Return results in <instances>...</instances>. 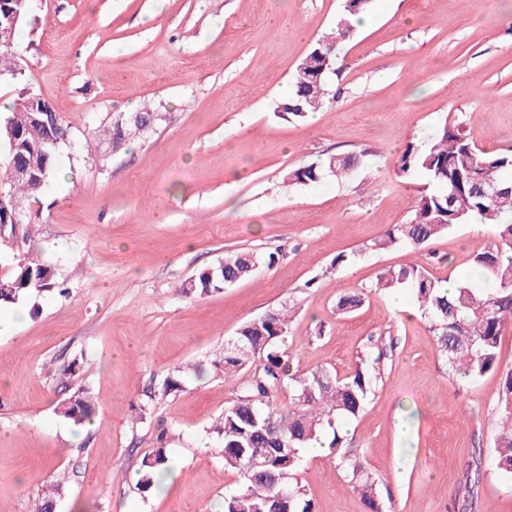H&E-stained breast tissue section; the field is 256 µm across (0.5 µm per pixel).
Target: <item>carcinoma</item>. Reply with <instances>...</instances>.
Masks as SVG:
<instances>
[{
  "label": "carcinoma",
  "instance_id": "obj_1",
  "mask_svg": "<svg viewBox=\"0 0 512 512\" xmlns=\"http://www.w3.org/2000/svg\"><path fill=\"white\" fill-rule=\"evenodd\" d=\"M373 0H353L342 6L336 19L335 38H345L355 23L372 9ZM24 71L16 46L0 47V81L25 88ZM327 71L315 80L309 67L298 66L288 98L278 104L274 115L288 122L306 121L331 96ZM11 131L18 161L23 162L40 148L29 114L13 106L1 132ZM146 126L114 118L94 129L86 147L97 140L112 143L117 151L126 142L139 139ZM48 159L36 175L21 179L16 167L0 164V189L7 195L8 211L0 210V226L27 223L26 205L36 201L47 185L46 173L56 165L60 147L46 148ZM368 152L336 154L320 164L288 170L284 181L309 185L328 177L347 179L361 167ZM401 178L422 175L433 185L411 207L403 224L393 225L374 243L376 249L421 248L448 232L474 220L493 226L494 240L479 246L472 256V271L459 276L448 289L418 264L387 268L377 277L375 288L404 291L412 295L434 334L450 373L467 382L491 372L506 324H512V153L480 152L461 125L443 123L424 143L409 144L398 159ZM495 193L496 201L484 202L481 191ZM262 258L251 251H236L217 265L201 270L187 286L186 294L221 293L249 278ZM57 290L51 264L43 257H25L13 270L0 277V305L17 304ZM363 302L362 293L339 297L337 308L353 312ZM287 314L276 310L243 324L235 336L241 349L224 346L211 361L215 372L226 381L237 382L234 399L224 408L217 433L222 437L215 452L224 465L236 471L241 483L224 496V512H311L304 487L295 478L302 453L322 438L331 436L329 454L336 458L351 489L366 502L370 512H382L375 479L362 460L342 451L345 436L341 425L363 409L375 382L369 367L359 368L340 379L319 368L310 372L294 369L288 355ZM288 391L289 404H277ZM58 412L77 424H89L96 415L89 392L77 389L63 401ZM501 427L494 440L492 465L505 480L512 481V373L502 381L498 398ZM171 470L168 449L159 445L143 458L137 474L138 488L146 492L158 475Z\"/></svg>",
  "mask_w": 512,
  "mask_h": 512
}]
</instances>
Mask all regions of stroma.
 Segmentation results:
<instances>
[{"instance_id": "stroma-1", "label": "stroma", "mask_w": 512, "mask_h": 512, "mask_svg": "<svg viewBox=\"0 0 512 512\" xmlns=\"http://www.w3.org/2000/svg\"><path fill=\"white\" fill-rule=\"evenodd\" d=\"M342 0H36L16 34L34 92L69 122L62 181L27 205L28 225L0 230V275L36 250L67 292L0 309V512H28L61 485L55 512H221L239 481L213 455L215 425L235 395L196 378L245 322L288 309V354L305 371L345 378L372 348L378 379L348 426L395 512H512V485L491 465L512 328L496 369L449 373L410 294L375 290L408 263L445 281L492 238L459 224L426 246L375 249L425 191L394 171L411 142L445 121L484 152L512 150V0H374L331 78L335 99L312 119L274 110ZM154 112L146 139L121 150L81 146L114 114ZM367 151L350 179L307 187L293 205L288 169ZM276 254L224 292L183 286L225 253ZM360 253L352 266L338 254ZM365 289L352 314L338 296ZM181 371L180 391L161 392ZM96 407L77 425L58 412L77 388ZM165 444L175 478L136 486ZM328 454L297 473L313 512H370Z\"/></svg>"}]
</instances>
